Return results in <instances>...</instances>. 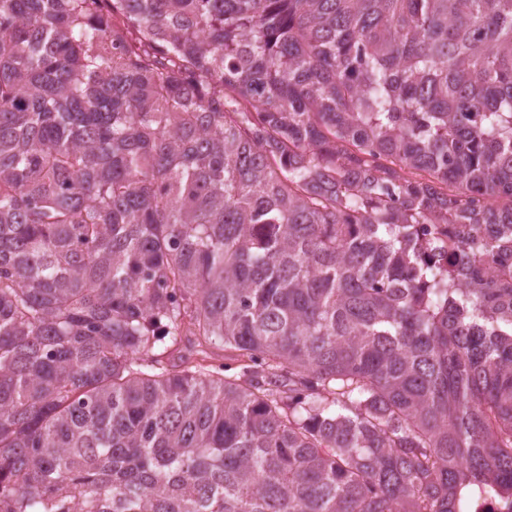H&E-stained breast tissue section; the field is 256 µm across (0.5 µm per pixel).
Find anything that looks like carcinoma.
I'll return each instance as SVG.
<instances>
[{"label": "carcinoma", "mask_w": 512, "mask_h": 512, "mask_svg": "<svg viewBox=\"0 0 512 512\" xmlns=\"http://www.w3.org/2000/svg\"><path fill=\"white\" fill-rule=\"evenodd\" d=\"M508 255L512 0H0L7 512L512 494Z\"/></svg>", "instance_id": "obj_1"}]
</instances>
